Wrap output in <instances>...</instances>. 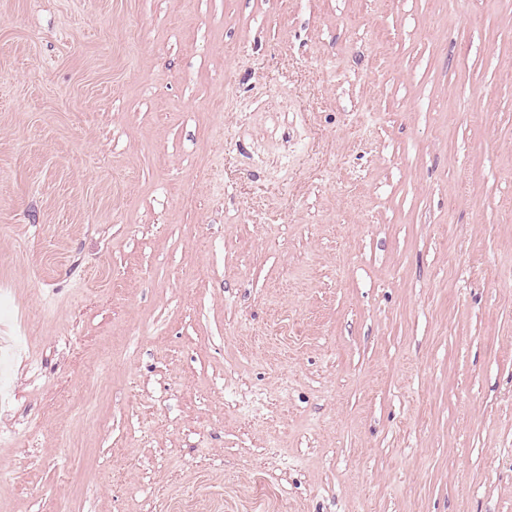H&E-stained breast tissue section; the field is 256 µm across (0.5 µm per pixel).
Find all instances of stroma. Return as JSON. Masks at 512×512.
<instances>
[{
    "mask_svg": "<svg viewBox=\"0 0 512 512\" xmlns=\"http://www.w3.org/2000/svg\"><path fill=\"white\" fill-rule=\"evenodd\" d=\"M0 340V512H512V0H0Z\"/></svg>",
    "mask_w": 512,
    "mask_h": 512,
    "instance_id": "1",
    "label": "stroma"
}]
</instances>
